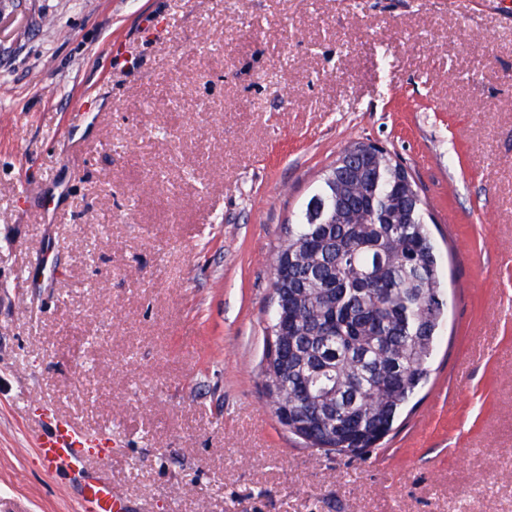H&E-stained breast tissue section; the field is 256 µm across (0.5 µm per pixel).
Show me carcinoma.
Segmentation results:
<instances>
[{"label":"carcinoma","mask_w":512,"mask_h":512,"mask_svg":"<svg viewBox=\"0 0 512 512\" xmlns=\"http://www.w3.org/2000/svg\"><path fill=\"white\" fill-rule=\"evenodd\" d=\"M382 152L338 158L285 228L273 288L277 350L261 366L288 430L325 453L374 448L429 374L444 302L436 249L411 175Z\"/></svg>","instance_id":"carcinoma-1"}]
</instances>
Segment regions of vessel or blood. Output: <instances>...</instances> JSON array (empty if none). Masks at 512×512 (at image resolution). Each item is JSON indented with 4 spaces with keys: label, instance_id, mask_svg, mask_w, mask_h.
Instances as JSON below:
<instances>
[{
    "label": "vessel or blood",
    "instance_id": "1",
    "mask_svg": "<svg viewBox=\"0 0 512 512\" xmlns=\"http://www.w3.org/2000/svg\"><path fill=\"white\" fill-rule=\"evenodd\" d=\"M88 443L87 435L80 428L68 421L59 420L38 438L36 449L48 465L63 464L83 476L79 512H125V505L112 492V481L105 467H89L83 453Z\"/></svg>",
    "mask_w": 512,
    "mask_h": 512
}]
</instances>
